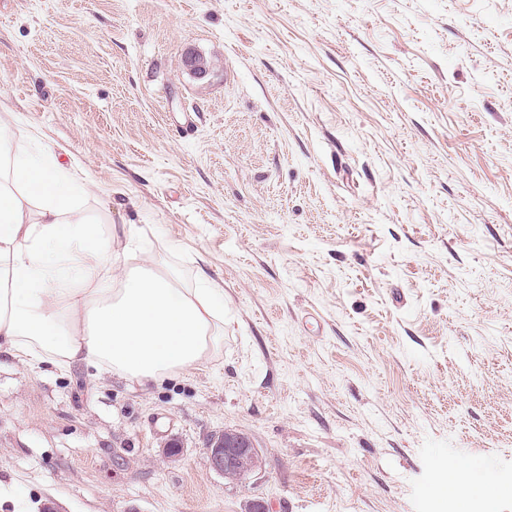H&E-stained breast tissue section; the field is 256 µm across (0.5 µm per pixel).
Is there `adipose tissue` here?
Here are the masks:
<instances>
[{
	"label": "adipose tissue",
	"mask_w": 512,
	"mask_h": 512,
	"mask_svg": "<svg viewBox=\"0 0 512 512\" xmlns=\"http://www.w3.org/2000/svg\"><path fill=\"white\" fill-rule=\"evenodd\" d=\"M86 186L51 152L0 137V350L31 365L112 370L162 383L195 368L224 334V292L143 265L76 207ZM35 205L36 220L25 207Z\"/></svg>",
	"instance_id": "1"
}]
</instances>
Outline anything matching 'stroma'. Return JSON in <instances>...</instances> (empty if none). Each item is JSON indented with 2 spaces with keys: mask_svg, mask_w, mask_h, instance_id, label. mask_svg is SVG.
I'll use <instances>...</instances> for the list:
<instances>
[{
  "mask_svg": "<svg viewBox=\"0 0 512 512\" xmlns=\"http://www.w3.org/2000/svg\"><path fill=\"white\" fill-rule=\"evenodd\" d=\"M4 112L224 336L145 386L1 351L0 512H512V0H0ZM206 447L210 466L224 478L239 481L256 469L257 448L243 435L222 431L212 437Z\"/></svg>",
  "mask_w": 512,
  "mask_h": 512,
  "instance_id": "35a3bbf8",
  "label": "stroma"
}]
</instances>
